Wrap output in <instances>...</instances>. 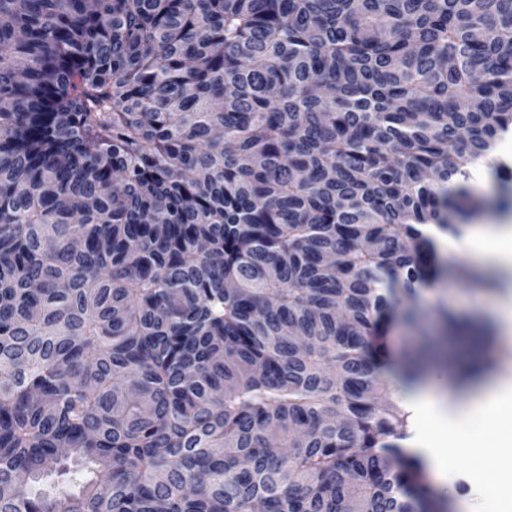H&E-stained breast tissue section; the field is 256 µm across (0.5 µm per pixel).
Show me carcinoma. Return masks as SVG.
Instances as JSON below:
<instances>
[{
  "mask_svg": "<svg viewBox=\"0 0 512 512\" xmlns=\"http://www.w3.org/2000/svg\"><path fill=\"white\" fill-rule=\"evenodd\" d=\"M512 130V0H0V512H431L374 361Z\"/></svg>",
  "mask_w": 512,
  "mask_h": 512,
  "instance_id": "cac0c4a2",
  "label": "carcinoma"
}]
</instances>
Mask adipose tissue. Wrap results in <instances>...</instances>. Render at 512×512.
I'll use <instances>...</instances> for the list:
<instances>
[{
  "instance_id": "obj_1",
  "label": "adipose tissue",
  "mask_w": 512,
  "mask_h": 512,
  "mask_svg": "<svg viewBox=\"0 0 512 512\" xmlns=\"http://www.w3.org/2000/svg\"><path fill=\"white\" fill-rule=\"evenodd\" d=\"M427 232L439 250L462 252L476 262L512 269L511 224L477 225L458 237L433 225ZM411 403L427 419L428 428L404 446L425 459L438 482H446L453 468L452 461L438 453L441 444L449 441L458 455L472 460L476 470H494V482H478L477 494L512 502V372L488 380L470 403L462 406H447L444 398L419 386L413 390Z\"/></svg>"
}]
</instances>
